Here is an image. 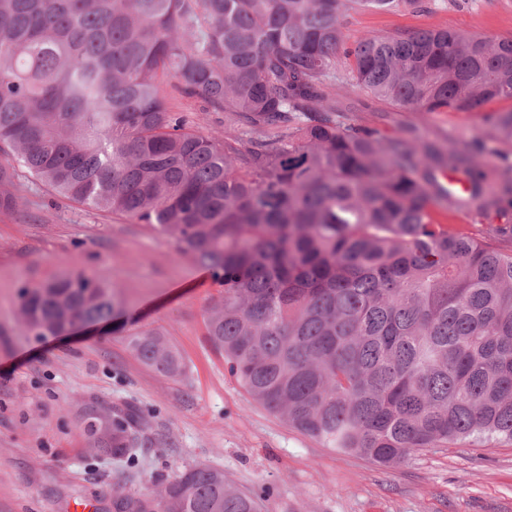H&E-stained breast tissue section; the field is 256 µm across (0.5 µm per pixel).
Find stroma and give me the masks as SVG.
Masks as SVG:
<instances>
[{
    "label": "stroma",
    "mask_w": 512,
    "mask_h": 512,
    "mask_svg": "<svg viewBox=\"0 0 512 512\" xmlns=\"http://www.w3.org/2000/svg\"><path fill=\"white\" fill-rule=\"evenodd\" d=\"M342 25L351 42L439 28L508 38L512 0L350 10ZM158 86L200 133L240 136L235 113L182 96L171 76ZM336 104L348 122L384 136L416 124L430 140L477 142L489 129L479 112L414 113L358 90ZM13 191L19 212L0 213V512H73L84 501L112 512L115 493L149 495L195 464L223 470L266 512H512V445L423 450L390 467L324 447L254 401L206 343L204 320L222 294L212 270L149 225L60 197L27 174ZM74 269L111 277L125 320L161 332L184 357L186 375L143 365L108 324L22 335L20 288ZM91 402L144 415L148 443L135 462L92 451L81 419Z\"/></svg>",
    "instance_id": "1"
}]
</instances>
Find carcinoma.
<instances>
[{"instance_id":"carcinoma-1","label":"carcinoma","mask_w":512,"mask_h":512,"mask_svg":"<svg viewBox=\"0 0 512 512\" xmlns=\"http://www.w3.org/2000/svg\"><path fill=\"white\" fill-rule=\"evenodd\" d=\"M424 0H0V212L17 168L84 205L151 224L211 269L207 343L272 413L338 452L391 466L427 448L512 443V249L470 237L449 212L504 216L479 154L340 120L351 86L410 112H474L512 142V38L455 30L369 33L346 46L348 8ZM237 113L228 144L187 127L160 95ZM469 174L457 193L437 179ZM37 338L121 324L114 285L72 271L24 286ZM143 365L186 366L155 331L127 337ZM97 452L130 460L132 407L85 408ZM114 512H261L224 471L193 465Z\"/></svg>"}]
</instances>
